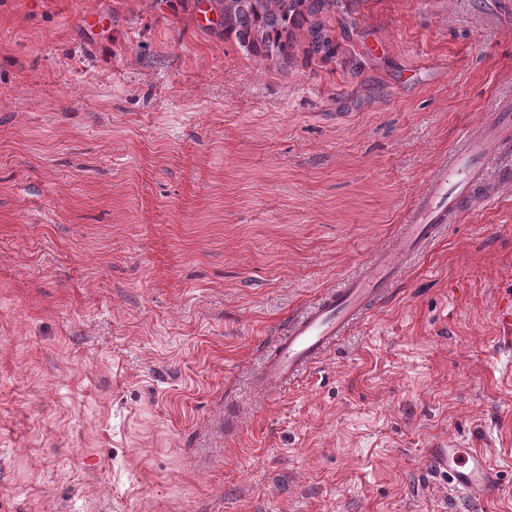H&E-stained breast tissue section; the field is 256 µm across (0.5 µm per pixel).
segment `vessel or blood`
<instances>
[{
	"instance_id": "1",
	"label": "vessel or blood",
	"mask_w": 512,
	"mask_h": 512,
	"mask_svg": "<svg viewBox=\"0 0 512 512\" xmlns=\"http://www.w3.org/2000/svg\"><path fill=\"white\" fill-rule=\"evenodd\" d=\"M511 143L512 113L507 111L494 113L484 134L462 132L459 145L429 176L406 212L398 255L374 253L363 270L293 316L263 363L264 385L279 391L297 381L392 294L404 262L427 252L465 212L494 204L501 185L512 181V170L497 164L501 148ZM439 461L453 489L466 497L486 494L497 485L495 471L477 450L452 444L442 450Z\"/></svg>"
}]
</instances>
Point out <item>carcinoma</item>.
<instances>
[{
    "label": "carcinoma",
    "mask_w": 512,
    "mask_h": 512,
    "mask_svg": "<svg viewBox=\"0 0 512 512\" xmlns=\"http://www.w3.org/2000/svg\"><path fill=\"white\" fill-rule=\"evenodd\" d=\"M220 34L249 55L279 66L300 58L327 65L342 45L336 37L339 0H210Z\"/></svg>",
    "instance_id": "obj_1"
}]
</instances>
